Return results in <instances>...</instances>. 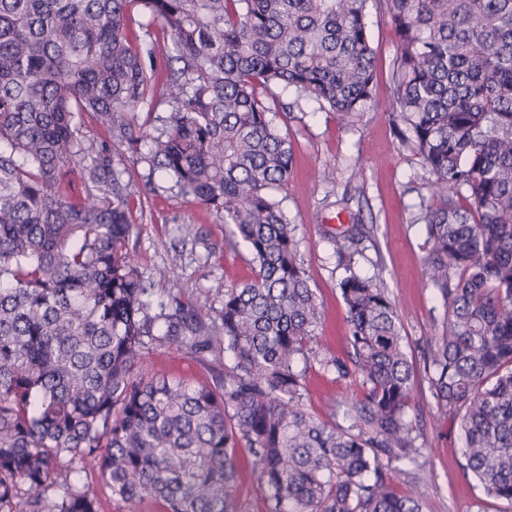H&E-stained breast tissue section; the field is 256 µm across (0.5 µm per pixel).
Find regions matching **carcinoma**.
I'll list each match as a JSON object with an SVG mask.
<instances>
[{
  "instance_id": "1",
  "label": "carcinoma",
  "mask_w": 512,
  "mask_h": 512,
  "mask_svg": "<svg viewBox=\"0 0 512 512\" xmlns=\"http://www.w3.org/2000/svg\"><path fill=\"white\" fill-rule=\"evenodd\" d=\"M398 38L390 103L433 175L423 277L445 309L426 365L437 411L459 420L463 469L512 504V0H378ZM369 0H0V512H99L93 467L123 512H240L246 448L266 512H422L400 493L420 467L413 366L395 301L346 267V358L361 398L302 404L320 304L295 225L272 191L292 172L276 90L351 119L373 100ZM148 19L129 34L133 11ZM169 34L161 44L154 30ZM162 53L165 79L147 62ZM162 97L147 136L139 106ZM285 113H280V110ZM110 144L86 142L84 114ZM222 214L250 280L213 316L145 281L129 244L134 185L112 147L139 152ZM81 168L70 201L62 165ZM364 224L333 236L352 263ZM167 297L151 310L145 297ZM176 345L211 380L149 376ZM79 161L65 164L59 171L63 190L70 199L75 201L83 199L86 195V188L80 171L83 165L90 163V156H85Z\"/></svg>"
}]
</instances>
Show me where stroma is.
<instances>
[{"label":"stroma","mask_w":512,"mask_h":512,"mask_svg":"<svg viewBox=\"0 0 512 512\" xmlns=\"http://www.w3.org/2000/svg\"><path fill=\"white\" fill-rule=\"evenodd\" d=\"M368 24L375 51L373 102L351 122L320 110L310 99L280 93L292 118L288 134L294 146L293 170L276 192L297 226L299 255L321 304L318 358L346 355L345 310L339 282L345 271L331 238L340 224L372 227L373 239L354 270L372 278L395 299L404 344L414 367V391L408 409L424 455L415 477L398 479L401 493L418 497L423 512H512V504L488 496L463 470L459 422L437 412L430 397L423 353L440 335L444 310L423 281L427 256L421 213L434 199L432 174L401 137L399 118L389 107L397 36L387 16L370 0ZM114 159L134 181L130 242L147 281L163 282L171 293L206 310L220 306L225 288L251 274L249 255L227 241L222 217L172 188L162 172H150L139 155L118 150ZM194 225L195 234L184 231ZM145 368L190 381L210 378L207 368L175 346L146 352ZM358 376L344 379L318 363L306 372L303 404L329 419L328 396L347 403L361 395Z\"/></svg>","instance_id":"1"}]
</instances>
